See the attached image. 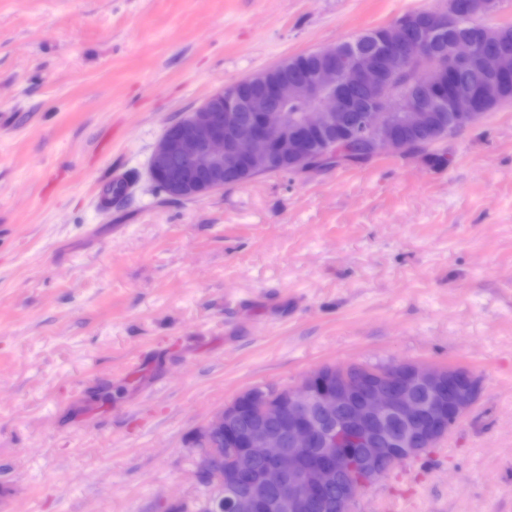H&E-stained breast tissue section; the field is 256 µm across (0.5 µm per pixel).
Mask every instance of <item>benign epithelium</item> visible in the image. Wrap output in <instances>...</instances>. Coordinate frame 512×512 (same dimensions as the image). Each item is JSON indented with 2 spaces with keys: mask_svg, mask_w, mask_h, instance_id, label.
Here are the masks:
<instances>
[{
  "mask_svg": "<svg viewBox=\"0 0 512 512\" xmlns=\"http://www.w3.org/2000/svg\"><path fill=\"white\" fill-rule=\"evenodd\" d=\"M488 0H448L385 27L372 49L331 53L303 79L267 81L260 92L226 95L219 89L195 110L172 123L157 142L148 173L173 198L203 199L224 188L230 174H261L279 160L306 163L313 150L310 134L324 135L330 148L342 130L352 141L366 142L378 154L405 153L411 135L428 128L440 107L462 128L483 115L485 94L448 84V98L433 92L435 78L464 65L496 82L512 77V54L498 50L495 37L476 43L448 40V53L430 58L429 80L399 89L407 59L424 44L463 19L488 12ZM367 97L355 117L351 92ZM298 100L303 109L288 116L285 106ZM402 109L391 111L395 101ZM251 112L244 124L239 113ZM322 367L288 388L276 401L261 388L248 390L257 419L233 465H224V448L215 442L202 449L199 473L220 490L255 471L232 512H346L369 488L387 476L386 458L421 459L433 441L449 432L470 411L481 393L480 381L466 368L423 362L367 367L351 377L336 368L327 379ZM239 416L230 404L204 426L209 436L223 434Z\"/></svg>",
  "mask_w": 512,
  "mask_h": 512,
  "instance_id": "benign-epithelium-1",
  "label": "benign epithelium"
}]
</instances>
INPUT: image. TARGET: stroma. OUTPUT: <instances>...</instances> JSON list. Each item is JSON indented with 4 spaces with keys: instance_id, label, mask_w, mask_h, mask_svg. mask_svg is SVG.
<instances>
[{
    "instance_id": "1",
    "label": "stroma",
    "mask_w": 512,
    "mask_h": 512,
    "mask_svg": "<svg viewBox=\"0 0 512 512\" xmlns=\"http://www.w3.org/2000/svg\"><path fill=\"white\" fill-rule=\"evenodd\" d=\"M443 0H0V512H174L196 439L324 365H460L471 412L351 512H512V106L201 200L147 161L214 90ZM125 198L97 205L112 169Z\"/></svg>"
}]
</instances>
